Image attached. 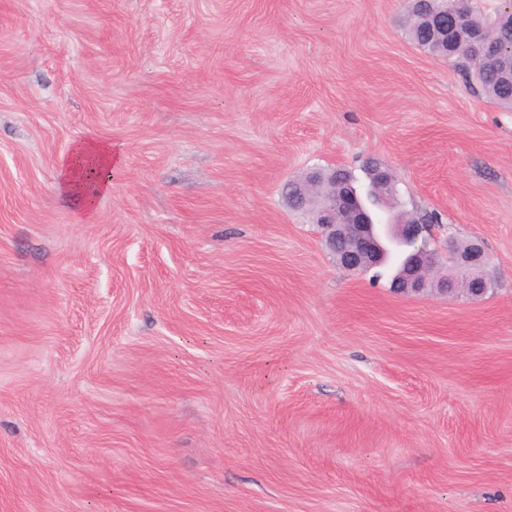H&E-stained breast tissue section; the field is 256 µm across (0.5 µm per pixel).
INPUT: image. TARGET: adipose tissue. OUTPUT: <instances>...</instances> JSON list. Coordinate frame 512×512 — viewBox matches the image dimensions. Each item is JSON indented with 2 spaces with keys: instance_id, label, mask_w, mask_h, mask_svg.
Instances as JSON below:
<instances>
[{
  "instance_id": "1",
  "label": "adipose tissue",
  "mask_w": 512,
  "mask_h": 512,
  "mask_svg": "<svg viewBox=\"0 0 512 512\" xmlns=\"http://www.w3.org/2000/svg\"><path fill=\"white\" fill-rule=\"evenodd\" d=\"M118 154L111 143L94 135L77 141L63 164L59 190L85 214H92L98 197L109 189L108 176Z\"/></svg>"
}]
</instances>
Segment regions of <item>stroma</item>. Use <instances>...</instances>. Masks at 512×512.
Returning a JSON list of instances; mask_svg holds the SVG:
<instances>
[{
	"label": "stroma",
	"instance_id": "stroma-1",
	"mask_svg": "<svg viewBox=\"0 0 512 512\" xmlns=\"http://www.w3.org/2000/svg\"><path fill=\"white\" fill-rule=\"evenodd\" d=\"M403 5L0 0V512H512V112ZM368 157L493 292L336 264L282 187ZM117 157L112 143L92 134L77 141L63 164L60 192L73 199L83 213L92 215L97 198L109 189L107 176Z\"/></svg>",
	"mask_w": 512,
	"mask_h": 512
}]
</instances>
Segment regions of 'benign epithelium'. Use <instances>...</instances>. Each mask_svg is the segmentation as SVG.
Masks as SVG:
<instances>
[{"mask_svg":"<svg viewBox=\"0 0 512 512\" xmlns=\"http://www.w3.org/2000/svg\"><path fill=\"white\" fill-rule=\"evenodd\" d=\"M468 0H455V8L427 17L431 30V53H448V34L454 32ZM470 47L475 56L486 61L496 58L494 47L481 32L471 34ZM373 185L385 194L394 188L395 176L390 169L377 167L372 174ZM294 193L313 205L315 224L336 263L352 272L381 266L387 245L405 250L409 256L405 267L392 280L395 291L407 295L428 292L455 294V276L466 277L465 295L471 300L486 296L492 282L486 274L488 257L483 246L471 240L463 249L450 243L439 245L437 229H429L412 215L398 214L381 226L374 222L357 191L336 181V175L321 170L292 185Z\"/></svg>","mask_w":512,"mask_h":512,"instance_id":"1","label":"benign epithelium"}]
</instances>
